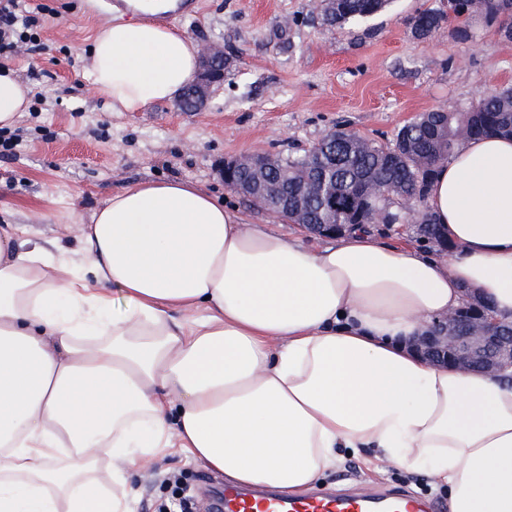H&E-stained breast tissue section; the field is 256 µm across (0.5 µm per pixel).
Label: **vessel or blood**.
I'll use <instances>...</instances> for the list:
<instances>
[{
    "instance_id": "b4317fda",
    "label": "vessel or blood",
    "mask_w": 512,
    "mask_h": 512,
    "mask_svg": "<svg viewBox=\"0 0 512 512\" xmlns=\"http://www.w3.org/2000/svg\"><path fill=\"white\" fill-rule=\"evenodd\" d=\"M224 512H446L439 501L410 497L397 491L381 494L314 492L289 495L236 486L224 489Z\"/></svg>"
}]
</instances>
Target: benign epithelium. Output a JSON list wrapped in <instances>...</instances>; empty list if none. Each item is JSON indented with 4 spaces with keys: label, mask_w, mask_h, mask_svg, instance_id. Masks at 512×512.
<instances>
[{
    "label": "benign epithelium",
    "mask_w": 512,
    "mask_h": 512,
    "mask_svg": "<svg viewBox=\"0 0 512 512\" xmlns=\"http://www.w3.org/2000/svg\"><path fill=\"white\" fill-rule=\"evenodd\" d=\"M223 82L224 48L218 43L202 44L196 74L189 87L177 95L179 107L184 112L200 110L208 102L214 86ZM270 157L265 151L226 156L219 175L240 196L264 204L279 217L293 218L313 235L334 237L352 228L350 224L304 223L300 198L293 210H288V193L262 178ZM410 348L431 365L499 376L512 370V323L500 321L488 311L479 295L470 291L461 307L414 337Z\"/></svg>",
    "instance_id": "7a95c632"
}]
</instances>
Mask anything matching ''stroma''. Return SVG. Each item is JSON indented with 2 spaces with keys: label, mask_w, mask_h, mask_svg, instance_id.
Instances as JSON below:
<instances>
[{
  "label": "stroma",
  "mask_w": 512,
  "mask_h": 512,
  "mask_svg": "<svg viewBox=\"0 0 512 512\" xmlns=\"http://www.w3.org/2000/svg\"><path fill=\"white\" fill-rule=\"evenodd\" d=\"M43 2L51 8L41 30L47 49L12 63L31 87V104L12 129L13 156L0 160V225L43 244L71 246L68 225L89 221L132 183L179 178L223 197L246 223L315 248L328 245L228 190L217 173L224 156L298 155L337 127L390 145L418 113L456 112L484 91L512 85V40L496 25L473 21L465 38L453 24L430 39L410 34L407 18L441 0H391L385 11L331 31L315 0H201L196 15L172 25L198 43L224 45L230 66L207 107L183 112L170 100L116 112L83 78L100 25L89 0ZM170 473L198 491L217 485L200 465L169 456L138 479L137 512H156L160 482ZM323 486H391L447 499L427 473L390 464L371 469L348 452Z\"/></svg>",
  "instance_id": "35a3bbf8"
}]
</instances>
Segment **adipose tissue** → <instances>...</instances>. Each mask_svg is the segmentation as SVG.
Wrapping results in <instances>:
<instances>
[{"label": "adipose tissue", "mask_w": 512, "mask_h": 512, "mask_svg": "<svg viewBox=\"0 0 512 512\" xmlns=\"http://www.w3.org/2000/svg\"><path fill=\"white\" fill-rule=\"evenodd\" d=\"M197 55L179 29L112 24L84 77L142 112ZM30 100L0 72V128ZM427 208L449 258L358 230L314 250L182 179L113 194L75 253L0 227V512H132L133 477L175 448L288 493L369 450L427 469L449 512H512V378L408 347L469 290L512 320V140L463 141Z\"/></svg>", "instance_id": "1"}]
</instances>
